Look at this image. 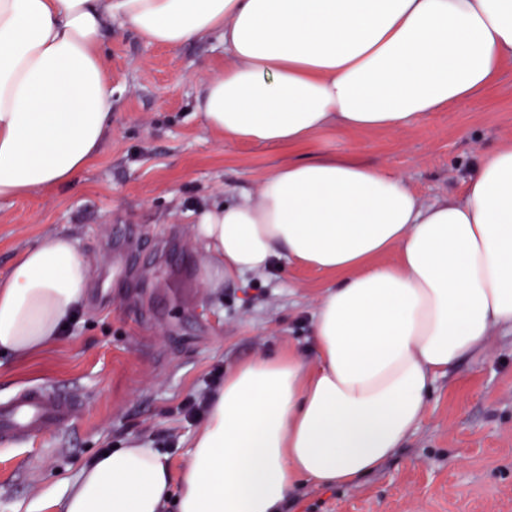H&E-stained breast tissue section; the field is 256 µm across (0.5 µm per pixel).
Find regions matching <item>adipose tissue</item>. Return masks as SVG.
<instances>
[{
    "label": "adipose tissue",
    "instance_id": "ef3b65f1",
    "mask_svg": "<svg viewBox=\"0 0 512 512\" xmlns=\"http://www.w3.org/2000/svg\"><path fill=\"white\" fill-rule=\"evenodd\" d=\"M115 19L167 48L220 36L224 71L196 111L268 146L409 127L484 90L512 57V0H0V201L72 184L97 159ZM194 235L210 289L282 260L335 275L310 350L225 374L179 489L165 456L132 439L84 469L59 512H280L301 485L380 467L436 377L512 326V142L469 171L462 199L429 205L395 172L320 151L211 203ZM392 250L396 264H377ZM90 287L72 237L29 245L0 277V353L46 349Z\"/></svg>",
    "mask_w": 512,
    "mask_h": 512
}]
</instances>
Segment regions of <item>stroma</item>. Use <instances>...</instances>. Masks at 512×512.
Wrapping results in <instances>:
<instances>
[{
  "mask_svg": "<svg viewBox=\"0 0 512 512\" xmlns=\"http://www.w3.org/2000/svg\"><path fill=\"white\" fill-rule=\"evenodd\" d=\"M112 84V131L75 185L0 202V275L45 234L68 233L90 263L83 310L38 355L0 358V400L43 383L65 388L72 419L0 442V512H49L107 448L137 438L180 478L203 422L186 404L218 369L307 350L329 275L275 265L265 278H201L199 207L258 189L278 164L316 151L357 153L398 173L423 203L462 198L467 170L512 139V59L472 99L397 131H333L274 147L228 141L193 111L198 88L224 70L218 39L176 49L113 23L101 46ZM282 512H512V329L437 378L429 412L379 469L343 486L304 485Z\"/></svg>",
  "mask_w": 512,
  "mask_h": 512,
  "instance_id": "1",
  "label": "stroma"
}]
</instances>
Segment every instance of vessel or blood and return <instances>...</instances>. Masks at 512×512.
I'll return each instance as SVG.
<instances>
[{"instance_id": "1", "label": "vessel or blood", "mask_w": 512, "mask_h": 512, "mask_svg": "<svg viewBox=\"0 0 512 512\" xmlns=\"http://www.w3.org/2000/svg\"><path fill=\"white\" fill-rule=\"evenodd\" d=\"M72 411L70 395L54 385L20 389L0 402V441L16 440L65 424Z\"/></svg>"}]
</instances>
